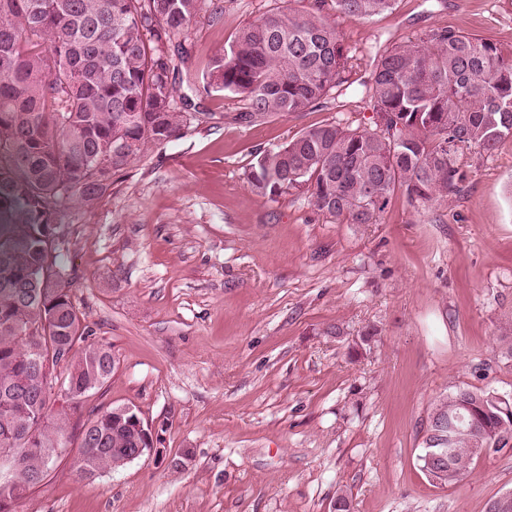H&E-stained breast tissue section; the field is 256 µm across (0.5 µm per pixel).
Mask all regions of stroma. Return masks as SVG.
I'll use <instances>...</instances> for the list:
<instances>
[{
  "label": "stroma",
  "mask_w": 512,
  "mask_h": 512,
  "mask_svg": "<svg viewBox=\"0 0 512 512\" xmlns=\"http://www.w3.org/2000/svg\"><path fill=\"white\" fill-rule=\"evenodd\" d=\"M277 5L311 0H224L221 22L198 19L182 75ZM321 12L355 58L348 87L251 124L237 99L193 96L182 138L117 174L95 209L58 213L72 302L118 365L71 412L67 453L18 512H335L340 491L351 512H486L512 492V447L445 487L418 460L440 398L512 395V137L458 151L459 193L397 196L374 224L245 181L257 151L310 125H372L363 84L387 47L448 27L512 60V0H395L366 19L324 0ZM112 406L132 407L167 456L190 449L187 468L143 457L74 482L81 427Z\"/></svg>",
  "instance_id": "1"
}]
</instances>
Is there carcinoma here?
Listing matches in <instances>:
<instances>
[{
  "label": "carcinoma",
  "instance_id": "obj_1",
  "mask_svg": "<svg viewBox=\"0 0 512 512\" xmlns=\"http://www.w3.org/2000/svg\"><path fill=\"white\" fill-rule=\"evenodd\" d=\"M394 0H336L338 10L367 18ZM217 21L222 8L206 0H0V421L17 431L7 453L26 462L30 490L48 473L24 433L38 417L55 421L39 432L52 448L70 429L55 394L13 390L37 370L35 336L52 345L48 368L80 388L112 376V350L89 339L59 262L49 224L71 203L94 208L113 177L154 150L182 137L191 101L178 95L173 59L192 52L188 29L202 10ZM352 56L335 26L317 12L267 10L240 28L214 57L196 92L222 91L245 102L240 121L303 112L348 82ZM363 95L374 125L324 123L257 155L246 172L250 190L274 199L291 189L317 210L350 224H375L399 194L411 203L460 191L464 175L455 155L484 152L512 136V60L492 42L447 27L386 49ZM51 260L66 274L40 287L29 270ZM467 395L475 413L469 430L448 434ZM494 393L458 388L428 416L424 444L448 448L436 484H456L472 471L473 448L512 442V414ZM92 443H80L70 476L90 481L133 447L131 435L107 408L88 419Z\"/></svg>",
  "mask_w": 512,
  "mask_h": 512
}]
</instances>
